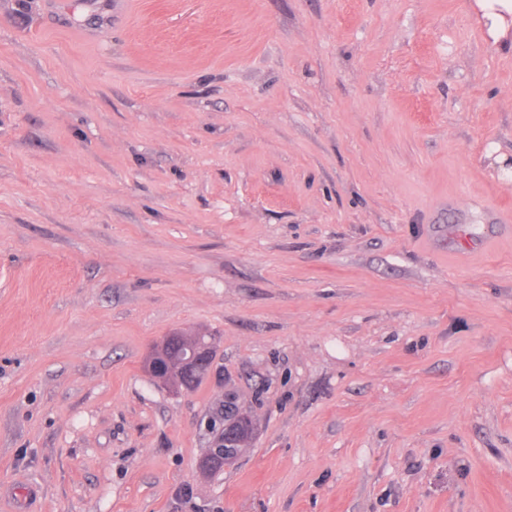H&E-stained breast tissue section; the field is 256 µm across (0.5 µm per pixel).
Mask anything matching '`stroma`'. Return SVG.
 <instances>
[{"instance_id": "35a3bbf8", "label": "stroma", "mask_w": 512, "mask_h": 512, "mask_svg": "<svg viewBox=\"0 0 512 512\" xmlns=\"http://www.w3.org/2000/svg\"><path fill=\"white\" fill-rule=\"evenodd\" d=\"M0 512H512V49L471 0H0ZM197 337L198 336L189 338L179 334L168 336L160 344L155 346L152 353H154V355H156V357L162 360L165 364L176 367L179 363L180 353L185 349L186 342L198 339H202L204 343L209 341L206 336ZM204 343H200L198 346L187 347L183 353L182 360L180 361V372L182 374L196 370L203 363L202 356L207 351ZM207 347L209 352V356L207 357L208 362L202 373H200L195 378L188 380L185 379L184 376L181 377V375L179 376L177 373H175L172 379L169 380L170 383L180 387L182 383L185 382L188 384L189 389H193L195 386H197L210 368L215 353V345L213 342L209 341ZM245 414H240V416L235 420H224V459H223V468L232 466L239 459V454L242 448H248L251 440L253 438V427L250 428V423H246L245 425L239 428L240 434L242 435V448H238L239 441L236 437L238 434V424L240 423V418L244 417Z\"/></svg>"}]
</instances>
